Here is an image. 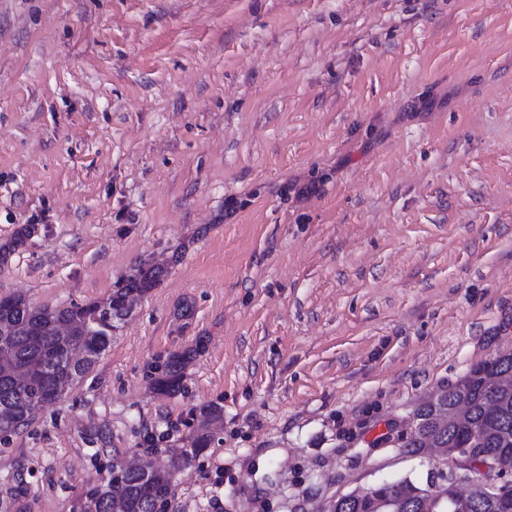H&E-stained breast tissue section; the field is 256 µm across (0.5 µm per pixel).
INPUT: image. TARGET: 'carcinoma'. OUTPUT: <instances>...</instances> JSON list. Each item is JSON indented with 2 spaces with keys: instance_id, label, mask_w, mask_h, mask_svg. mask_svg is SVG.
I'll use <instances>...</instances> for the list:
<instances>
[{
  "instance_id": "cac0c4a2",
  "label": "carcinoma",
  "mask_w": 512,
  "mask_h": 512,
  "mask_svg": "<svg viewBox=\"0 0 512 512\" xmlns=\"http://www.w3.org/2000/svg\"><path fill=\"white\" fill-rule=\"evenodd\" d=\"M167 273L163 264L136 269L124 285L102 302L72 303L63 308L34 306L24 296L0 299V358L9 366L0 367V439L14 434L39 408L61 399L57 381L71 377L78 381L88 374L112 342V331L129 315L132 296H144L157 287ZM198 352L186 349L167 355L152 366L151 384L164 394L182 388L185 371ZM512 377V351L497 353L471 367L446 389L433 393L416 408L421 422L403 438L402 447L413 454L432 443L442 448L482 449L471 461L472 469L502 479V495L496 502L471 501L456 510L439 492L400 480L419 494L395 498L379 512H512V387L498 390L492 384ZM464 400L468 415L454 418L451 410ZM201 426L187 439L186 446L173 453L187 463L211 441L208 425L222 420L223 407L207 404L199 409ZM175 471L154 468L149 472L127 470L86 495L82 512H113L115 504L125 512H157L166 499Z\"/></svg>"
}]
</instances>
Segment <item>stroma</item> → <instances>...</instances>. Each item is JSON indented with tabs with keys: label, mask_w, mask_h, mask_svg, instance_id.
I'll list each match as a JSON object with an SVG mask.
<instances>
[{
	"label": "stroma",
	"mask_w": 512,
	"mask_h": 512,
	"mask_svg": "<svg viewBox=\"0 0 512 512\" xmlns=\"http://www.w3.org/2000/svg\"><path fill=\"white\" fill-rule=\"evenodd\" d=\"M3 244L36 306L168 273L0 440V512H80L212 402L164 512L425 484L415 407L512 350V0H0ZM198 352V347L174 352L167 355L162 362L156 361L152 366L151 384L164 394L179 392L185 377V371ZM200 417L203 419L201 426L195 430L187 439L186 446L183 448H173V453L184 463L196 458L211 441L212 433L208 429L211 422H218L224 416L223 407L219 404H207L199 409Z\"/></svg>",
	"instance_id": "stroma-1"
}]
</instances>
